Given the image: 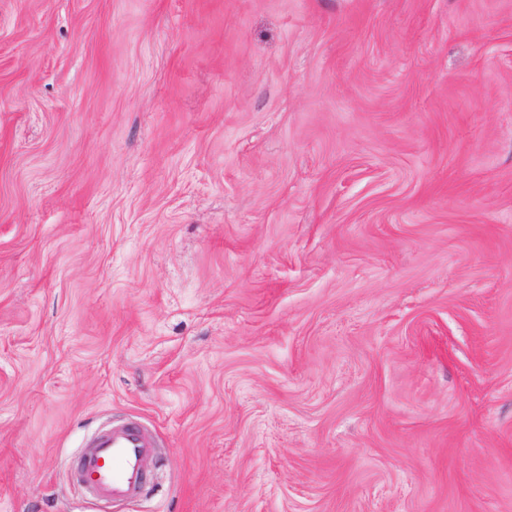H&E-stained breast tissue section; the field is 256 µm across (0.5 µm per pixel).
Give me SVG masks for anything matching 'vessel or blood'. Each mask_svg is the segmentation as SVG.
<instances>
[{"label": "vessel or blood", "mask_w": 512, "mask_h": 512, "mask_svg": "<svg viewBox=\"0 0 512 512\" xmlns=\"http://www.w3.org/2000/svg\"><path fill=\"white\" fill-rule=\"evenodd\" d=\"M154 452L152 439L139 425L111 426L73 456L69 468L96 495L124 500L138 495L151 483L144 461Z\"/></svg>", "instance_id": "1"}]
</instances>
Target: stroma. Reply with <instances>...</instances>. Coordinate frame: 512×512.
<instances>
[{"instance_id": "1", "label": "stroma", "mask_w": 512, "mask_h": 512, "mask_svg": "<svg viewBox=\"0 0 512 512\" xmlns=\"http://www.w3.org/2000/svg\"><path fill=\"white\" fill-rule=\"evenodd\" d=\"M0 512H512V0H0ZM154 453L152 439L139 425H112L73 456L69 468L96 495L124 500L138 495L151 483L144 460Z\"/></svg>"}]
</instances>
